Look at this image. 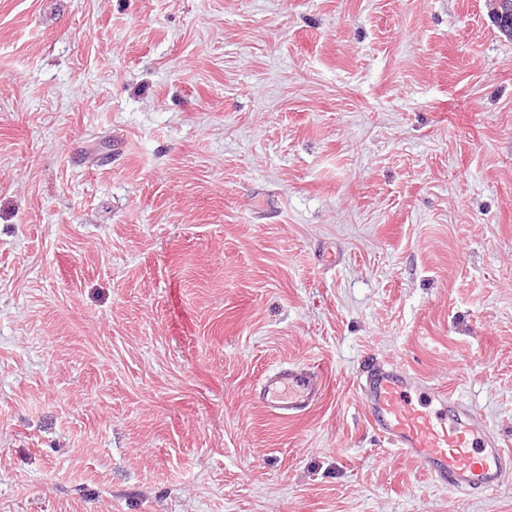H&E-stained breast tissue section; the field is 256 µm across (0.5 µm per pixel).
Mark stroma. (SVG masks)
Returning a JSON list of instances; mask_svg holds the SVG:
<instances>
[{
    "label": "stroma",
    "instance_id": "1",
    "mask_svg": "<svg viewBox=\"0 0 512 512\" xmlns=\"http://www.w3.org/2000/svg\"><path fill=\"white\" fill-rule=\"evenodd\" d=\"M375 362L512 449L488 0H0V512H512L388 446ZM321 391L318 373L303 366H289L267 375L260 384V396L273 416L286 418L308 411Z\"/></svg>",
    "mask_w": 512,
    "mask_h": 512
}]
</instances>
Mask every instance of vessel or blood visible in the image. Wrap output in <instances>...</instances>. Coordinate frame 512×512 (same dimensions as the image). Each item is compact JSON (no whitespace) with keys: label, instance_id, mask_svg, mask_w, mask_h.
<instances>
[{"label":"vessel or blood","instance_id":"b4317fda","mask_svg":"<svg viewBox=\"0 0 512 512\" xmlns=\"http://www.w3.org/2000/svg\"><path fill=\"white\" fill-rule=\"evenodd\" d=\"M416 386L418 377L397 364L372 368L359 384L370 418L389 446L456 493L499 489L512 476V450L480 432L466 406L446 389L422 387L425 401L412 403L406 392ZM320 391L319 374L302 366L280 369L260 384L266 410L281 418L308 411Z\"/></svg>","mask_w":512,"mask_h":512}]
</instances>
